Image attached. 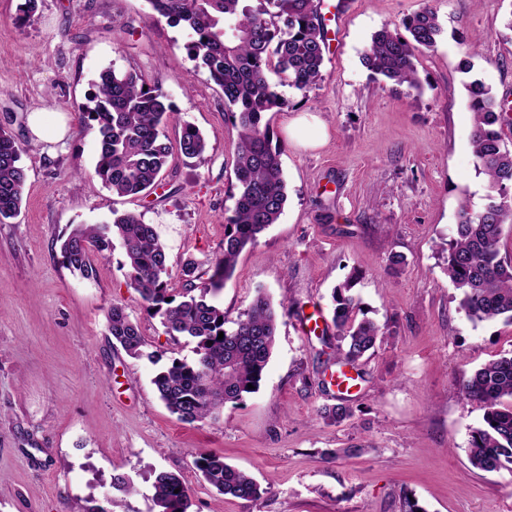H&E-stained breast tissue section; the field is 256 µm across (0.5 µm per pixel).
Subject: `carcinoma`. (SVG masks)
<instances>
[{"mask_svg": "<svg viewBox=\"0 0 512 512\" xmlns=\"http://www.w3.org/2000/svg\"><path fill=\"white\" fill-rule=\"evenodd\" d=\"M153 11L193 34L189 52L224 92V104L238 128L234 174L238 194L232 215L224 220V243L213 274L205 281L198 263L182 267L186 288L169 287L167 251L156 229L140 215L125 212L105 224H76L61 244L66 265L86 279L94 276L90 254L107 259L113 240L125 248L130 284L161 319L167 335L196 343V359H173L156 372L152 384L177 420L193 424L215 420L227 405L237 407L259 387L276 341L277 313L268 296L259 294L233 327L225 328L224 309L209 296L231 278L241 253L277 223L287 202V186L273 144L274 132L263 122L267 112L286 102L267 78L274 68L288 85L306 92L321 77L325 43L315 0H149ZM408 36L386 27L377 31L364 54L365 65L376 75L409 88H419L415 52L437 43L441 28L436 11L425 5L403 22ZM474 111L473 151L487 177L489 193L478 209L461 205L455 234L448 241L446 271L461 290L460 307L473 322L505 318L512 324V261L501 256L503 226L512 224V142L503 123L512 106L497 99L478 79L465 82ZM83 121L96 132L98 159L95 175L120 196H139L158 183L173 155L162 126L174 119L171 105L158 88L146 86L141 74L108 68L95 82L83 107ZM206 137L184 125L179 153L200 158ZM23 148L0 129V224L20 213L26 172ZM345 282L333 289L340 366L355 365L382 342L383 327L362 314ZM107 332L126 354L139 359L145 340L124 307L105 310ZM223 338H218L219 333ZM459 394L484 410L481 426L470 432L468 457L487 473L512 471V354L503 355L458 382ZM354 415L347 400L338 397L321 407L328 424ZM205 483L223 496L257 501L267 490L224 456L201 452L194 461ZM153 502L157 512H191L192 502L182 476L154 473Z\"/></svg>", "mask_w": 512, "mask_h": 512, "instance_id": "obj_1", "label": "carcinoma"}]
</instances>
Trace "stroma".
<instances>
[{
    "mask_svg": "<svg viewBox=\"0 0 512 512\" xmlns=\"http://www.w3.org/2000/svg\"><path fill=\"white\" fill-rule=\"evenodd\" d=\"M425 1L349 0L315 85L302 93L270 74L287 101L265 119L288 201L214 301L233 321L268 295L279 307L276 347L243 404L189 425L159 400L148 355L191 361L193 345L173 341L132 288L122 244L86 279L66 266L60 238L69 225L132 211L165 244L170 287L184 288L186 260L212 269L236 186L238 130L224 95L190 55V30L154 20L148 0H38L24 21L19 0H0V128L27 148L21 212L0 224V512H82L106 493L112 512H156L158 470L183 477L193 512H401L407 496L426 512H512V472L468 461L483 411L456 388L512 353V324L468 319L442 258L460 204L480 208L488 193L458 64L475 53L477 77L512 102V0H433L443 32L415 54L419 89L374 76L363 63L373 34L402 30ZM109 67L162 90L175 114L169 141L184 122L208 137L202 157L174 156L137 197L94 177L97 141L81 124ZM34 112L66 120V137L34 142ZM347 281L387 336L341 391L330 381L332 291ZM115 303L138 325L146 357L113 345L104 311ZM340 395L354 415L326 424L318 410ZM354 444L359 455L321 457ZM199 452L250 473L263 497L211 490L193 464ZM116 475L135 492L113 489Z\"/></svg>",
    "mask_w": 512,
    "mask_h": 512,
    "instance_id": "1",
    "label": "stroma"
}]
</instances>
